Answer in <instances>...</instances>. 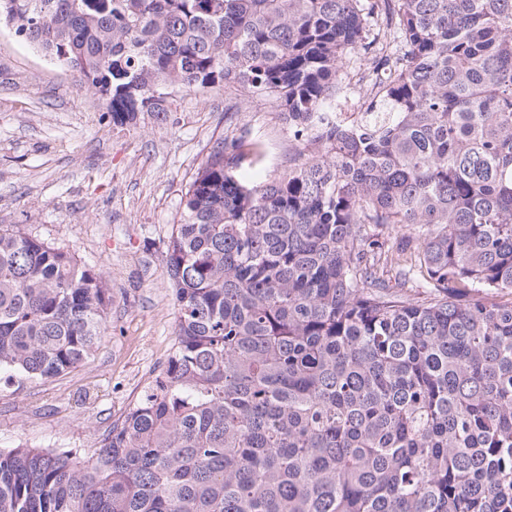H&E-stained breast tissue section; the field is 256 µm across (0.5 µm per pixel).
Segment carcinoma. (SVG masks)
I'll return each mask as SVG.
<instances>
[{
	"label": "carcinoma",
	"instance_id": "carcinoma-1",
	"mask_svg": "<svg viewBox=\"0 0 512 512\" xmlns=\"http://www.w3.org/2000/svg\"><path fill=\"white\" fill-rule=\"evenodd\" d=\"M0 23L109 87L115 125L239 87L303 156L267 178L244 137L212 147L165 243L161 379L85 461L1 450L0 512H512V0H0ZM111 305L101 269L0 225V384L88 360Z\"/></svg>",
	"mask_w": 512,
	"mask_h": 512
}]
</instances>
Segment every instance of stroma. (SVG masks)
Returning a JSON list of instances; mask_svg holds the SVG:
<instances>
[{
  "label": "stroma",
  "instance_id": "obj_1",
  "mask_svg": "<svg viewBox=\"0 0 512 512\" xmlns=\"http://www.w3.org/2000/svg\"><path fill=\"white\" fill-rule=\"evenodd\" d=\"M247 134L279 175L297 150L270 98L177 91L164 121L116 127L79 76L0 25V225L100 267L112 290L92 358L0 389V450L58 448L88 459L154 385L175 341L163 244L216 140Z\"/></svg>",
  "mask_w": 512,
  "mask_h": 512
}]
</instances>
